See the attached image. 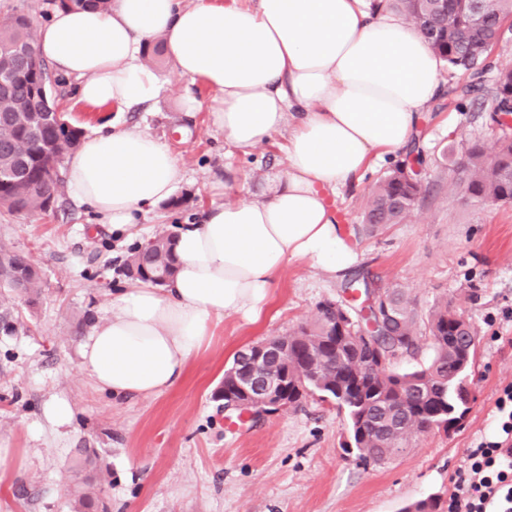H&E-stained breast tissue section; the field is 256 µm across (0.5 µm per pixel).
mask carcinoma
Here are the masks:
<instances>
[{
  "label": "carcinoma",
  "mask_w": 512,
  "mask_h": 512,
  "mask_svg": "<svg viewBox=\"0 0 512 512\" xmlns=\"http://www.w3.org/2000/svg\"><path fill=\"white\" fill-rule=\"evenodd\" d=\"M396 9L419 25L432 49L454 71L475 69L499 39L503 21L512 15V0H482L473 13L468 0H393ZM30 32V20L15 16L0 25V47ZM58 85L61 78L47 66L28 71L12 84L10 95L0 97V208L10 213L45 212L64 195V180L57 166L78 149L82 130L64 112L40 123H30L24 112L41 111L31 94L29 78ZM492 111H512V68L498 71L492 95ZM458 175L453 186L475 202L512 203V137L498 140L491 159L473 143L453 160ZM421 195V185L408 177L405 165L394 166L370 193L362 221L370 227L405 221ZM134 281L165 286L175 272L173 234L150 239L146 249L135 248L124 264ZM0 276L12 288L32 297L41 288L30 260L0 246ZM396 316L395 336H380L388 368L381 370L370 359L363 337L355 335L362 316L360 302L351 305L326 302L318 306L314 321L293 334L268 341L285 351L288 365V399L292 408L316 396L335 402L346 416V434L352 447L345 448L365 463L382 464L405 446L414 434L448 430L449 412L461 403V385L469 378L476 346L471 322L463 321L447 300L429 311L424 330H419L411 302L404 291H385ZM351 322L340 329L343 314ZM428 342L430 359L422 365L394 370L398 358H417Z\"/></svg>",
  "instance_id": "carcinoma-1"
}]
</instances>
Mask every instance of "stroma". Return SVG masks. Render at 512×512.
<instances>
[{
    "label": "stroma",
    "mask_w": 512,
    "mask_h": 512,
    "mask_svg": "<svg viewBox=\"0 0 512 512\" xmlns=\"http://www.w3.org/2000/svg\"><path fill=\"white\" fill-rule=\"evenodd\" d=\"M477 77L481 92L464 96L463 77L444 70L441 94L422 114L411 150L421 159L424 188L400 224L368 229L362 212L391 168L377 162L360 186L337 192L331 206L360 260L357 274L373 287L407 292L418 316L446 299L478 332L473 399L449 432L411 437L381 464L344 452L345 416L334 402L308 398L304 407L258 421L230 419L215 397L224 369L244 347L286 336L312 321L320 303L344 301L341 280L306 261L292 262L256 322L238 315L214 328L175 387L151 398L112 399L81 369L80 345L113 294L130 287L121 268L130 251L204 209L260 193L286 170L285 136L242 154L207 121L212 90L174 74L169 60L153 102L118 114L81 102L74 80L56 99L84 133L120 117L131 129L165 142L186 172L178 195L189 206L160 205L133 238H115L92 212L63 198L32 215L0 210V244L38 269L41 292L29 298L0 281V448L14 468L0 481V512H402L428 497L447 503L469 448L497 429L495 402L512 387V204L477 203L450 187L456 174L444 149L478 142L493 149L505 129L489 92L499 69L512 67V20ZM199 102L182 105L185 92ZM232 165L224 193L210 183ZM65 405L67 422L54 405Z\"/></svg>",
    "instance_id": "obj_1"
}]
</instances>
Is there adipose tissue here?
Masks as SVG:
<instances>
[{
    "label": "adipose tissue",
    "instance_id": "obj_1",
    "mask_svg": "<svg viewBox=\"0 0 512 512\" xmlns=\"http://www.w3.org/2000/svg\"><path fill=\"white\" fill-rule=\"evenodd\" d=\"M164 47L176 75L215 93L212 127L247 152L287 133L286 175L255 197L211 206L174 230L176 273L113 297L81 348L94 385L116 397H153L177 385L211 327L257 321L289 263L337 277L359 261L327 197L360 184L373 163L403 150L442 90L441 60L412 24L368 0H112L66 9L39 26L36 49L76 80L91 106L151 102L160 80L144 54ZM74 202L124 233L185 177L169 147L112 127L67 156Z\"/></svg>",
    "mask_w": 512,
    "mask_h": 512
}]
</instances>
